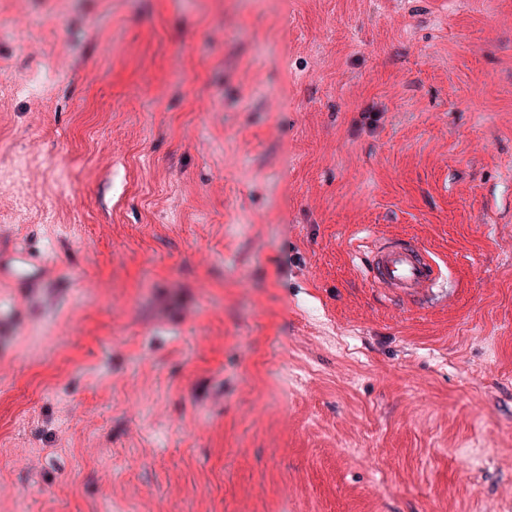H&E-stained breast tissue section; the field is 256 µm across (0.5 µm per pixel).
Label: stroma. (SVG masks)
Here are the masks:
<instances>
[{
	"label": "stroma",
	"mask_w": 512,
	"mask_h": 512,
	"mask_svg": "<svg viewBox=\"0 0 512 512\" xmlns=\"http://www.w3.org/2000/svg\"><path fill=\"white\" fill-rule=\"evenodd\" d=\"M19 244L0 512H512V0H0ZM369 274L377 288L416 297L441 288L439 263L424 246L410 240L375 238ZM0 275L24 281H33L37 277L32 258L25 250L19 247L13 249L8 267H5L4 258L1 255Z\"/></svg>",
	"instance_id": "obj_1"
}]
</instances>
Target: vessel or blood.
Listing matches in <instances>:
<instances>
[{"instance_id": "b4317fda", "label": "vessel or blood", "mask_w": 512, "mask_h": 512, "mask_svg": "<svg viewBox=\"0 0 512 512\" xmlns=\"http://www.w3.org/2000/svg\"><path fill=\"white\" fill-rule=\"evenodd\" d=\"M369 274L374 286L410 297L432 292L442 284L440 265L431 252L403 239L373 240ZM0 275L32 281L36 278V268L30 255L17 247L9 261L0 260Z\"/></svg>"}]
</instances>
